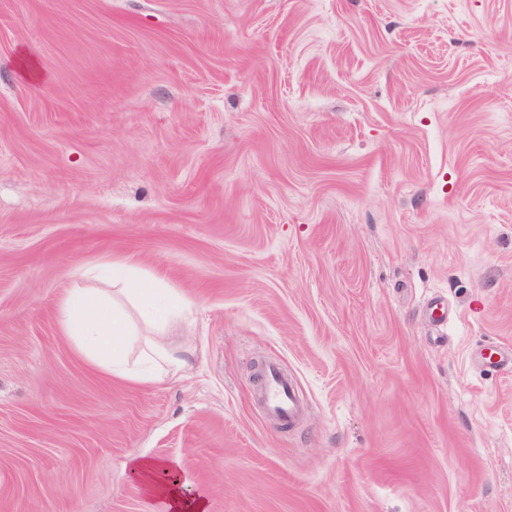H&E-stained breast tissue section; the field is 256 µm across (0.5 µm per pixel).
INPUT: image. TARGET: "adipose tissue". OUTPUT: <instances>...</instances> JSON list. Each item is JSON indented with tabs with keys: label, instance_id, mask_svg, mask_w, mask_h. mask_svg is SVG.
<instances>
[{
	"label": "adipose tissue",
	"instance_id": "ef3b65f1",
	"mask_svg": "<svg viewBox=\"0 0 512 512\" xmlns=\"http://www.w3.org/2000/svg\"><path fill=\"white\" fill-rule=\"evenodd\" d=\"M121 277L117 294L90 295L88 289H69L59 305V324L64 336L98 367L111 376L144 383L168 373L185 371L189 359L161 340L166 327L180 319L188 307L179 289L171 288L141 273H127L123 263L106 262L104 267L88 266L81 278H96L100 270ZM134 305L137 317H130L127 305ZM144 337L142 366L132 365L128 348L134 337ZM128 478L137 483L151 506L159 512H207L205 497L189 493L178 462L156 461L139 456L128 464Z\"/></svg>",
	"mask_w": 512,
	"mask_h": 512
}]
</instances>
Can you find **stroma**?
Masks as SVG:
<instances>
[{
    "mask_svg": "<svg viewBox=\"0 0 512 512\" xmlns=\"http://www.w3.org/2000/svg\"><path fill=\"white\" fill-rule=\"evenodd\" d=\"M109 257L190 302V372L120 380L63 336ZM489 343L512 0H0V512H146L134 456L208 512H512ZM263 401L268 415L282 423H292L299 413L293 381L276 364H270L265 373Z\"/></svg>",
    "mask_w": 512,
    "mask_h": 512,
    "instance_id": "35a3bbf8",
    "label": "stroma"
}]
</instances>
